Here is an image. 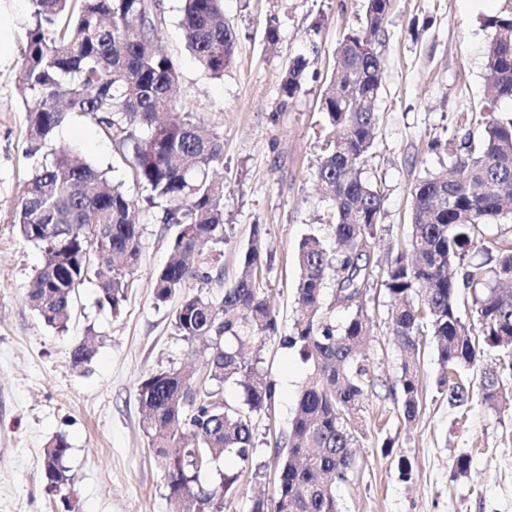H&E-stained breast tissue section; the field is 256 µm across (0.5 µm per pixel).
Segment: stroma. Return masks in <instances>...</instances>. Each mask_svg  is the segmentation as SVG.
I'll list each match as a JSON object with an SVG mask.
<instances>
[{
    "label": "stroma",
    "mask_w": 512,
    "mask_h": 512,
    "mask_svg": "<svg viewBox=\"0 0 512 512\" xmlns=\"http://www.w3.org/2000/svg\"><path fill=\"white\" fill-rule=\"evenodd\" d=\"M159 38L176 62L175 97L187 103L207 130L224 142V222L228 240L208 244L224 267L208 285L220 294L240 273V254L262 225L263 270L279 334L246 361L276 384L271 407L254 414L251 465L220 457L204 474L238 480L224 497V512H250L255 496L274 497L275 448L288 435L297 394L309 366L285 348L300 309L296 300V252L308 234H327L332 201L316 179L320 100L332 76L336 49L357 32L366 0H224V20L237 36L233 63L212 78L184 48L180 0H160ZM512 11V0H391L376 43L385 80L376 107L380 115L373 160L365 177L383 196L380 229L370 242L374 260L366 295L374 319L365 347L375 386L359 413L361 431L347 482L336 489L342 512H512V393L498 408L482 401L479 376L468 381L472 398L464 409L440 394L441 373L433 344L419 358L420 411L405 424L401 403L389 389L401 374L402 356L388 321L389 298L381 285L390 248L411 235V192L448 163L462 139L482 130L480 115L512 110V102L485 97L484 48L493 31L487 17ZM30 0H0V512H175L167 467L142 428L139 378L159 368H201L209 357L202 342H188L173 328L168 309L154 304L152 274L170 254L171 229L157 211L141 208L142 249L119 315L98 303L95 280L79 288L66 327L53 328L31 309L26 288L42 264V252L25 242L13 215L32 175L24 154L26 110L18 85ZM280 29L268 48L267 26ZM306 54L310 64L302 90L282 103L281 77L290 58ZM438 150H429L431 140ZM56 144L105 170L112 184L135 185L112 140L92 123L64 121ZM88 340L91 362L74 366V344ZM65 436L71 488L48 492L45 448ZM468 458L459 474L457 461ZM411 469L402 477L400 463Z\"/></svg>",
    "instance_id": "stroma-1"
}]
</instances>
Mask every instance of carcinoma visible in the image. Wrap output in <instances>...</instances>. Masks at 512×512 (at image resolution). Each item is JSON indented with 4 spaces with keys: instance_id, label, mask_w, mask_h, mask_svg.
I'll list each match as a JSON object with an SVG mask.
<instances>
[{
    "instance_id": "obj_1",
    "label": "carcinoma",
    "mask_w": 512,
    "mask_h": 512,
    "mask_svg": "<svg viewBox=\"0 0 512 512\" xmlns=\"http://www.w3.org/2000/svg\"><path fill=\"white\" fill-rule=\"evenodd\" d=\"M180 27L186 49L214 78L233 62L236 35L224 23L221 0H183ZM18 83L25 94V156L34 171L25 184L13 224L22 239L41 248L43 262L27 296L43 321L63 328L73 299L89 277L97 280L98 302L117 314L127 299L128 275L138 265L142 232L134 219L140 201L162 209L161 222L175 228L167 263L154 273V298L166 306L176 290H198L171 311L175 331L187 341L212 343L205 382L196 372L160 368L138 383L142 427L168 464L170 497L179 512H222L220 500L237 481L225 474L216 486L201 482L200 452L214 461L233 454L252 460V413L274 399L275 384L241 355L261 350L278 335L269 295L260 284L264 265L250 247L241 272L222 296L202 291L222 279L217 255L200 247L224 241V184L208 178L222 163L223 143L200 129L194 116L171 95L179 73L161 49L159 0H31ZM390 0H368L362 29L336 50V75L320 112L327 129L316 175L336 203L331 250L310 235L299 244L296 297L302 314L283 345L299 351L310 373L297 398L288 447L278 451L279 480L272 499L256 498L250 512H341L336 486L347 482L356 442L354 421L374 386L360 345L373 329L363 297L372 272L362 242L376 238L382 195L365 178L379 122L376 110L384 66L375 43ZM487 45L486 95L512 101V13L492 16ZM309 58L288 61L281 81L282 106L302 90ZM66 119L89 121L115 143V153L146 192L131 196L108 184L105 172L52 144ZM481 135L463 146L440 171L420 180L412 193L411 250L391 253L381 286L390 298L394 342L404 353L400 386L407 422L419 411L416 356L423 339L437 346L445 372L441 392L452 407L469 403L461 375L479 371L483 401L496 405L507 389L503 371L512 362L483 364L485 348L512 352V226L485 238L479 227L502 225L512 203V113L480 119ZM487 261L471 263L463 279L450 274L471 248ZM472 296L473 323L459 315L460 289ZM347 312L336 321V310ZM242 388L244 406L224 400L223 385ZM69 444L60 435L44 453L43 474L52 489L71 481L65 465Z\"/></svg>"
}]
</instances>
